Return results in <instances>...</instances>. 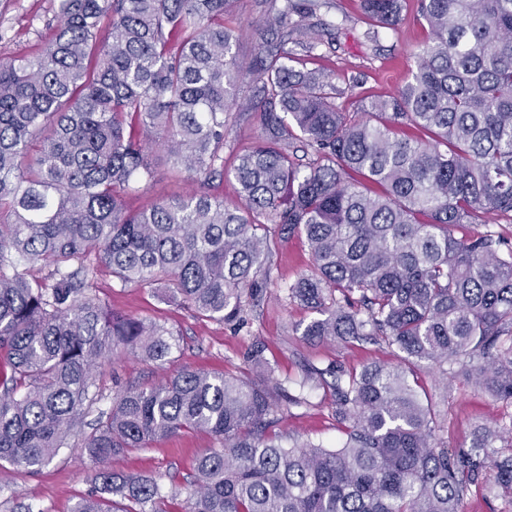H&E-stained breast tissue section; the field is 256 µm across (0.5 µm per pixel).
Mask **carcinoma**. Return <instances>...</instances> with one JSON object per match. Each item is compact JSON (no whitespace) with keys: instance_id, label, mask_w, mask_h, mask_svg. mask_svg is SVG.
I'll list each match as a JSON object with an SVG mask.
<instances>
[{"instance_id":"cac0c4a2","label":"carcinoma","mask_w":512,"mask_h":512,"mask_svg":"<svg viewBox=\"0 0 512 512\" xmlns=\"http://www.w3.org/2000/svg\"><path fill=\"white\" fill-rule=\"evenodd\" d=\"M237 0H59L39 53L0 60V468L37 470L70 439L100 467L72 512H166L155 477L103 463L186 430L216 446L195 462L181 512H462L473 493L512 500V420L456 448L423 388L433 366L512 404V0H418L430 32L396 94L336 105L306 59L340 27L326 0H260L273 15L243 65ZM403 0H359L364 37L402 20ZM258 84L242 98L243 75ZM255 114L232 204L206 191L135 212L124 195L154 156L201 186L224 176L225 115ZM313 151L300 162L296 144ZM306 239L312 266L287 289L313 314L308 340L384 344L399 362L307 364L300 379L183 369L122 388L90 433L95 368L122 351L162 364L173 332L100 303L95 268L163 288L200 318L245 321L271 282L277 241ZM332 397L344 438L282 444L279 417ZM495 472L486 480V468ZM124 503L118 505L112 495Z\"/></svg>"}]
</instances>
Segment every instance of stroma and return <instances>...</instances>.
I'll use <instances>...</instances> for the list:
<instances>
[{
	"label": "stroma",
	"instance_id": "35a3bbf8",
	"mask_svg": "<svg viewBox=\"0 0 512 512\" xmlns=\"http://www.w3.org/2000/svg\"><path fill=\"white\" fill-rule=\"evenodd\" d=\"M330 16L343 22V33L332 46L321 47L314 65L334 74L342 88L336 103L352 112L358 97H384L393 94L409 79L414 56L429 31L416 19L417 0H407L404 21L395 29L381 34L378 41L363 37L366 27L356 0H329ZM58 0H0V58H20L38 53L56 30ZM267 14L257 0H239L232 20L243 36L239 57L249 62L256 52V32L265 24ZM361 75L357 88H349L348 79ZM154 181L139 193L127 196L128 209L138 210L151 202L182 194L187 183L182 174L157 161ZM311 254L304 238L281 241L272 258L269 285L260 306L247 312L242 325L229 326L202 319L190 310L166 300L151 288L122 286L108 272L97 276V295L114 311L139 318L155 319L176 333V346L164 365L144 361L129 353H120L98 369L96 383L100 389V409H109L117 387L151 385L182 369L226 373L242 378L253 371L246 354L255 343H263L265 356L277 378L298 377L303 364L319 367L330 363L345 368H361L372 363H392L396 357L390 349L377 345H344L333 342L310 343L296 333L297 324L309 321L311 314L287 299V288L306 272ZM433 401L444 411L448 430L444 439L448 447H457L477 424H495L512 418V405L500 401L485 390L456 382L452 392H445L438 372L422 374ZM310 406L291 408L277 431L288 441L313 439L336 444L342 432L331 416V398L316 391ZM213 437L205 431L182 432L163 439L153 447L134 450L109 461L111 470L159 477L164 488L177 489L168 499V512H180L183 490L191 479L197 456L212 448ZM96 466L78 445L62 449L47 465L31 471L13 468L0 479V512H12L16 503L31 504L34 512H72L75 503L93 487Z\"/></svg>",
	"mask_w": 512,
	"mask_h": 512
}]
</instances>
